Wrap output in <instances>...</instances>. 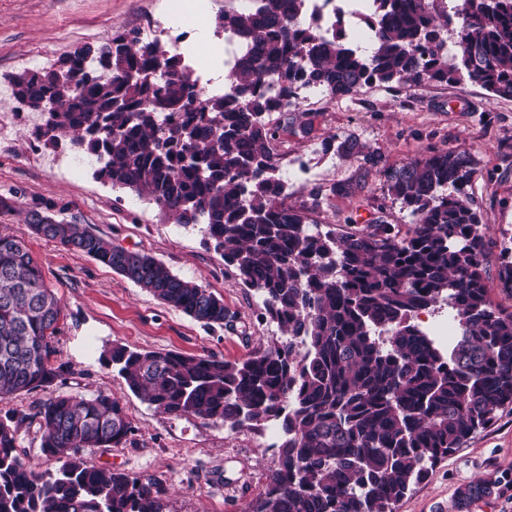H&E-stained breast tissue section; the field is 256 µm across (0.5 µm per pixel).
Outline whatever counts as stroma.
Here are the masks:
<instances>
[{
	"mask_svg": "<svg viewBox=\"0 0 512 512\" xmlns=\"http://www.w3.org/2000/svg\"><path fill=\"white\" fill-rule=\"evenodd\" d=\"M146 19L167 27L186 17L170 0H0V121L13 112V75L32 63L46 67L76 49L100 46L113 32L140 29ZM270 120L278 128L272 147L280 167L298 159L309 167L307 179L289 181L288 204L300 207L316 192L331 194L328 206L311 215L316 228L362 227L380 219L408 229L410 216L389 197L382 169L421 157L432 143L471 154L477 168L472 197L490 220L491 250L512 241V98L467 82L376 84L336 100L310 99ZM349 136L379 155V163L339 154V142ZM69 155L63 148L31 152L21 137L0 140V234L25 241L60 300L54 345L55 361L64 367L51 391L0 401V416L30 411L51 392L110 394L136 432L125 445L90 452L91 463L160 481L167 512H242L264 492L276 464L268 442L278 422L233 431L190 415L163 414L131 393L105 358L120 345L241 361L279 340L282 331L265 315L260 295L210 247L201 225L166 219L146 198L98 179L94 165L66 169L62 161ZM35 203L53 204L58 218L90 225L207 288L223 299L233 324L205 328L98 261L36 236L25 215ZM492 473L512 474L508 410L453 449L396 512H457L459 490Z\"/></svg>",
	"mask_w": 512,
	"mask_h": 512,
	"instance_id": "35a3bbf8",
	"label": "stroma"
}]
</instances>
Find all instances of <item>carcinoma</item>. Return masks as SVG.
<instances>
[{
    "instance_id": "obj_1",
    "label": "carcinoma",
    "mask_w": 512,
    "mask_h": 512,
    "mask_svg": "<svg viewBox=\"0 0 512 512\" xmlns=\"http://www.w3.org/2000/svg\"><path fill=\"white\" fill-rule=\"evenodd\" d=\"M256 2L222 17L251 46L229 98L206 94L181 55L127 30L14 75L13 100L40 112L35 138L44 146L79 148L112 187L146 197L177 224L205 225L207 242L284 331L234 362L115 346L105 360L128 389L164 414L232 429L281 421L277 465L244 512H395L430 467L512 408V310L489 297L490 219L467 193L476 169L466 150L430 146L382 171L411 217L406 234L382 220L312 233L309 213L325 197L286 203L266 117L292 107L302 84L336 98L373 83L465 81L512 98V0H464L455 25L428 0H376L367 55L298 27L306 0ZM27 221L202 326H224V300L154 256L37 205ZM497 261L512 296V247ZM439 303L458 325L446 351L414 324ZM61 314L25 242L0 235L1 401L60 377ZM33 424L42 455L59 463L54 472L19 452L18 432ZM134 432L120 401L104 393L52 395L33 413L5 414L0 512H166L160 482L87 457ZM508 483L512 476L495 475L469 484L459 512Z\"/></svg>"
}]
</instances>
